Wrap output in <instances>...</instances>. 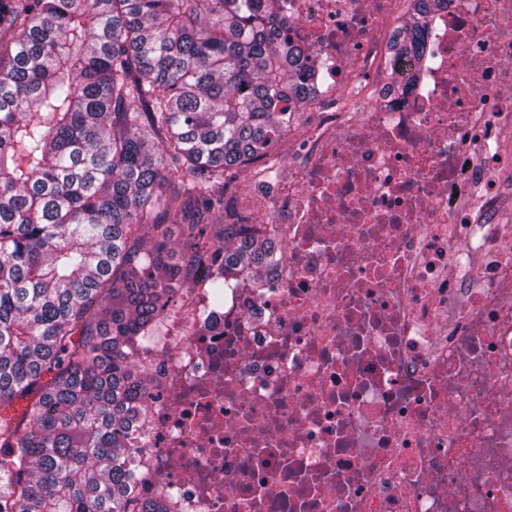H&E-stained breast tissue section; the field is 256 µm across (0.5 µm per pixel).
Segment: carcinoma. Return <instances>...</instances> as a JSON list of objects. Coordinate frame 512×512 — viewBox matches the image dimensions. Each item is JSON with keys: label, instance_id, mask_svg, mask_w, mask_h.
Wrapping results in <instances>:
<instances>
[{"label": "carcinoma", "instance_id": "cac0c4a2", "mask_svg": "<svg viewBox=\"0 0 512 512\" xmlns=\"http://www.w3.org/2000/svg\"><path fill=\"white\" fill-rule=\"evenodd\" d=\"M426 16L391 56L422 59ZM313 100L278 0H0V512H166L140 357L200 252L216 298L275 264L230 237L224 176Z\"/></svg>", "mask_w": 512, "mask_h": 512}]
</instances>
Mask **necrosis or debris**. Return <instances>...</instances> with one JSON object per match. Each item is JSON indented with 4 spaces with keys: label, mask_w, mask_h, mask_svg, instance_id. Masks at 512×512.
I'll return each instance as SVG.
<instances>
[{
    "label": "necrosis or debris",
    "mask_w": 512,
    "mask_h": 512,
    "mask_svg": "<svg viewBox=\"0 0 512 512\" xmlns=\"http://www.w3.org/2000/svg\"><path fill=\"white\" fill-rule=\"evenodd\" d=\"M281 0L317 86L287 174L224 221L275 275L194 260L138 443L170 512H512V0ZM425 2L420 1L408 14L403 24L394 33L390 45V56L413 55L421 60L424 53L423 32L426 29L427 10L423 9Z\"/></svg>",
    "instance_id": "4bbe7bcc"
}]
</instances>
